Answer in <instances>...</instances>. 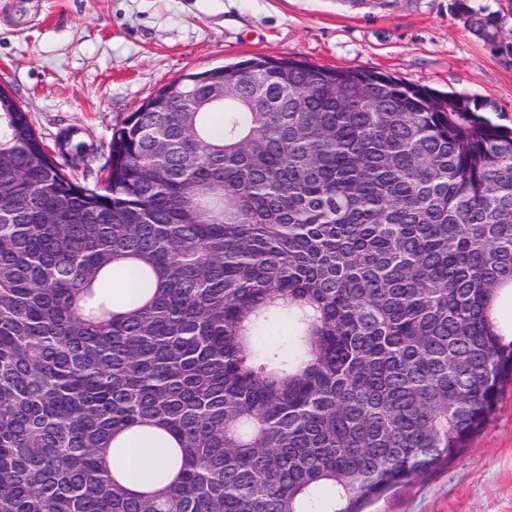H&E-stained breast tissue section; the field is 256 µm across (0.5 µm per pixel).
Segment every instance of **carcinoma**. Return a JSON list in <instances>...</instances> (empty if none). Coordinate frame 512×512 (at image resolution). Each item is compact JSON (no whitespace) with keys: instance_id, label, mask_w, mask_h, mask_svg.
I'll return each mask as SVG.
<instances>
[{"instance_id":"cac0c4a2","label":"carcinoma","mask_w":512,"mask_h":512,"mask_svg":"<svg viewBox=\"0 0 512 512\" xmlns=\"http://www.w3.org/2000/svg\"><path fill=\"white\" fill-rule=\"evenodd\" d=\"M181 79L94 186V150L67 133L59 163L0 89V512H361L459 456L512 376L511 128L380 72ZM137 429L174 471L154 491L105 458Z\"/></svg>"}]
</instances>
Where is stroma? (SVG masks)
Instances as JSON below:
<instances>
[{
    "label": "stroma",
    "mask_w": 512,
    "mask_h": 512,
    "mask_svg": "<svg viewBox=\"0 0 512 512\" xmlns=\"http://www.w3.org/2000/svg\"><path fill=\"white\" fill-rule=\"evenodd\" d=\"M256 56L381 72L486 104L512 127V55L452 0H0V89L48 148L72 129L96 159L148 97L188 72ZM366 512H512V383L470 448Z\"/></svg>",
    "instance_id": "1"
}]
</instances>
